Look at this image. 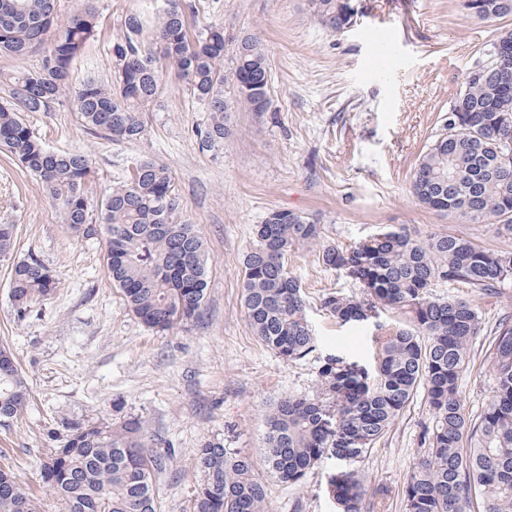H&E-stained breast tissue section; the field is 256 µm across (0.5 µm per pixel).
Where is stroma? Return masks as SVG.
<instances>
[{"label": "stroma", "mask_w": 512, "mask_h": 512, "mask_svg": "<svg viewBox=\"0 0 512 512\" xmlns=\"http://www.w3.org/2000/svg\"><path fill=\"white\" fill-rule=\"evenodd\" d=\"M184 2L195 28L221 25L230 44L257 38L269 64V110L228 113L222 145L201 149L197 131L209 115L172 75L134 141L84 130L67 102L23 118L50 150L89 155L97 198L127 180L141 159L170 166L180 217L205 243L208 288L199 320L163 334L143 325L108 280L102 240L74 236L31 176L0 154V223L19 227L13 256H37L58 280L46 301L21 316L9 299L8 265L0 262V347L13 353L30 387L26 411L0 424V468L41 497L45 512L59 510L41 464L61 423L139 417L147 436L170 443L180 461L162 477V512H190L197 448L210 440L257 452L268 411L286 395L309 391L315 359L281 360L245 318L242 262L256 224L271 210L303 213L320 224L325 243L343 247L406 224L423 235L458 233L512 251V238L491 224L449 221L411 193L418 159L442 133L466 70L496 28L512 29V17L471 19L463 0H351L356 22L335 32L319 23L311 0ZM94 5L101 33L72 64L75 87L90 76L111 81L112 40L125 15L151 14L157 2ZM288 267L306 293L319 348L370 361L373 323L336 327L319 304L334 288L361 295L359 283L325 269L305 247L289 255ZM474 302L482 330L460 381L472 415L493 391L490 330L512 314V282ZM429 418L426 395L417 392L360 462L366 485L388 490L380 512H403L402 487L423 453L420 428ZM336 467L324 460L298 487L268 481L267 512H334L326 480Z\"/></svg>", "instance_id": "obj_1"}]
</instances>
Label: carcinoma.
Masks as SVG:
<instances>
[{
	"instance_id": "obj_1",
	"label": "carcinoma",
	"mask_w": 512,
	"mask_h": 512,
	"mask_svg": "<svg viewBox=\"0 0 512 512\" xmlns=\"http://www.w3.org/2000/svg\"><path fill=\"white\" fill-rule=\"evenodd\" d=\"M315 16L339 31L351 0H314ZM467 16L485 22L512 16V0H464ZM100 33L91 4L65 19L57 0H0V52L22 58L43 51L33 71L0 72L9 100L0 105V153L26 171L61 210L70 229L100 237L104 264L126 307L145 325L167 331L198 319L207 289L205 248L196 226L179 220L170 168L147 158L130 179L94 200L91 159L53 152L21 121L23 112H49L72 99L80 125L116 141L141 138L167 75L175 73L207 111L200 144L212 150L229 129L224 85L237 107L269 108L270 70L258 41L235 53L224 73V28L191 32L182 0H164L154 22L125 15L112 40V83L89 78L76 91L69 71ZM500 65L475 63L453 96L445 132L420 157L411 193L427 209L473 224L495 221L512 235V30L485 46ZM17 225L0 224V261L12 258ZM242 269V300L253 334L275 355L296 362L316 354L310 394L282 398L266 416L264 448L256 460L238 448L205 443L196 450L200 480L192 512H266L267 479L299 486L325 458L341 462L327 479L337 512H376L382 491L367 488L356 463L365 458L425 389L430 421L422 457L402 489L404 512H512V315L491 332L494 394L476 416L464 407L460 380L470 345L480 335L473 300L435 293L441 284L483 296L512 279V252L489 249L455 234L421 236L405 225L382 230L346 248L322 241L307 216L273 210L255 226ZM314 248L326 269L362 285L364 297L328 292L321 307L340 326L376 320L373 362L338 350L318 351L300 280L288 254ZM56 280L31 255L10 267L9 296L19 314L48 299ZM396 315L380 320L381 313ZM29 387L11 353L0 349V421L16 420ZM42 463V477L64 512H161V475L175 451L149 446L142 422L65 423ZM0 512H41L39 500L0 470Z\"/></svg>"
}]
</instances>
